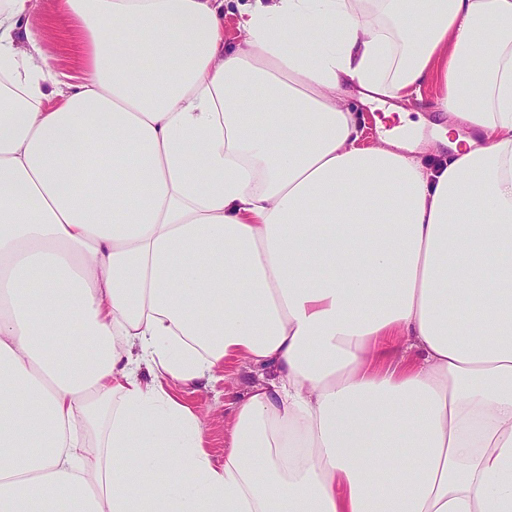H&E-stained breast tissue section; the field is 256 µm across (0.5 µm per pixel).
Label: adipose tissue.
Here are the masks:
<instances>
[{
  "label": "adipose tissue",
  "mask_w": 512,
  "mask_h": 512,
  "mask_svg": "<svg viewBox=\"0 0 512 512\" xmlns=\"http://www.w3.org/2000/svg\"><path fill=\"white\" fill-rule=\"evenodd\" d=\"M63 2L76 80L0 0V512H512V0ZM246 0H226L224 4V33H225V47L234 48L236 46L237 31L235 30V15L229 12L236 13L239 7L248 3ZM259 373L260 370L248 362L227 366L217 386L219 394L203 387L174 386V391L190 403L203 421L207 448L215 460L224 458V441L230 430L232 404L244 395Z\"/></svg>",
  "instance_id": "1"
}]
</instances>
